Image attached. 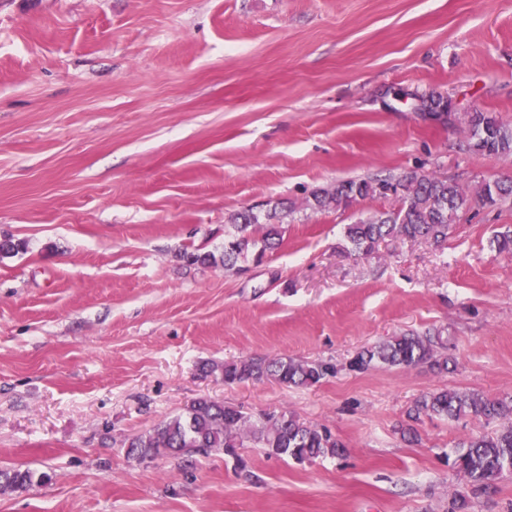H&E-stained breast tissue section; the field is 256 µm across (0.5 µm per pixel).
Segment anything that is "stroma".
Masks as SVG:
<instances>
[{
  "label": "stroma",
  "instance_id": "1",
  "mask_svg": "<svg viewBox=\"0 0 512 512\" xmlns=\"http://www.w3.org/2000/svg\"><path fill=\"white\" fill-rule=\"evenodd\" d=\"M453 103L447 118L417 111ZM512 123V0H0V469L48 479L0 512H447L474 419L405 413L441 388L512 395V202L448 239L344 231L394 198L308 207L349 179L512 177L463 115ZM293 205L280 247L236 269L231 213ZM442 330L452 363L349 371L361 347ZM336 364L314 387L225 384L204 365ZM208 397L294 412L346 446L300 464L241 449L144 460L127 441Z\"/></svg>",
  "mask_w": 512,
  "mask_h": 512
}]
</instances>
